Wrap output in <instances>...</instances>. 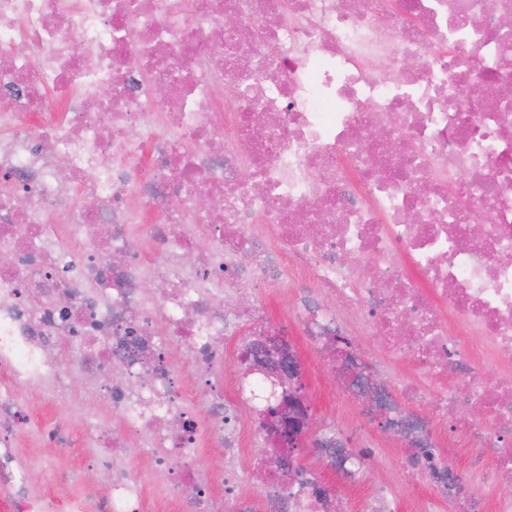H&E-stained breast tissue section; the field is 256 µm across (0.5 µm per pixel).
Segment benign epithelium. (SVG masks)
I'll list each match as a JSON object with an SVG mask.
<instances>
[{
  "mask_svg": "<svg viewBox=\"0 0 512 512\" xmlns=\"http://www.w3.org/2000/svg\"><path fill=\"white\" fill-rule=\"evenodd\" d=\"M257 370L273 383L270 398L259 416L260 429L271 448L267 455L290 465L312 425L301 370L280 349L277 336L262 337Z\"/></svg>",
  "mask_w": 512,
  "mask_h": 512,
  "instance_id": "7a95c632",
  "label": "benign epithelium"
}]
</instances>
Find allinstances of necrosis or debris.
Masks as SVG:
<instances>
[{
  "mask_svg": "<svg viewBox=\"0 0 512 512\" xmlns=\"http://www.w3.org/2000/svg\"><path fill=\"white\" fill-rule=\"evenodd\" d=\"M1 58L10 512H255L201 451L237 458L241 404L266 384L224 379L221 341L255 316L234 294L288 276L304 292L286 319L358 403V428L316 441L345 485L379 424L429 492L415 512L446 499L512 512V494H484L455 456L466 443L512 469V0H0ZM208 195L222 221L199 207ZM351 315L437 392L387 383L340 346ZM484 368L493 385L476 383ZM34 399L67 422L32 424ZM473 404L482 419L464 415ZM70 434L107 495L61 502L30 484L21 443ZM133 448L146 467L126 466ZM245 474L265 512H350L316 472L284 482L257 458Z\"/></svg>",
  "mask_w": 512,
  "mask_h": 512,
  "instance_id": "necrosis-or-debris-1",
  "label": "necrosis or debris"
}]
</instances>
